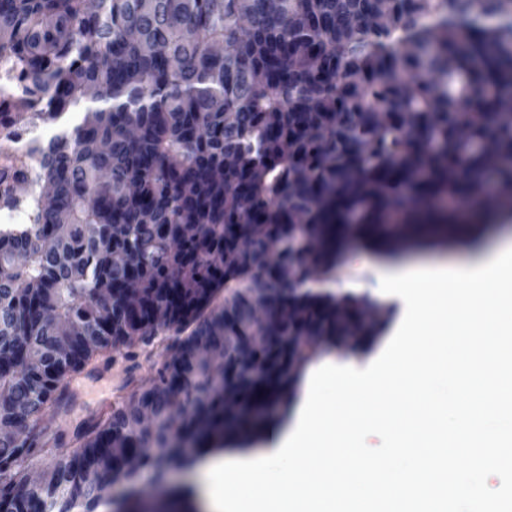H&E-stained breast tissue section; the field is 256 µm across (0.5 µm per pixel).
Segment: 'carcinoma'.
<instances>
[{"label": "carcinoma", "mask_w": 512, "mask_h": 512, "mask_svg": "<svg viewBox=\"0 0 512 512\" xmlns=\"http://www.w3.org/2000/svg\"><path fill=\"white\" fill-rule=\"evenodd\" d=\"M7 90L60 125L0 193L30 209L0 229V428L23 429L0 512H197L170 468L254 446L321 348L378 336L369 295L310 279L423 204L471 199L475 228L512 204V0H0ZM162 333L148 388L49 425L75 376Z\"/></svg>", "instance_id": "cac0c4a2"}]
</instances>
